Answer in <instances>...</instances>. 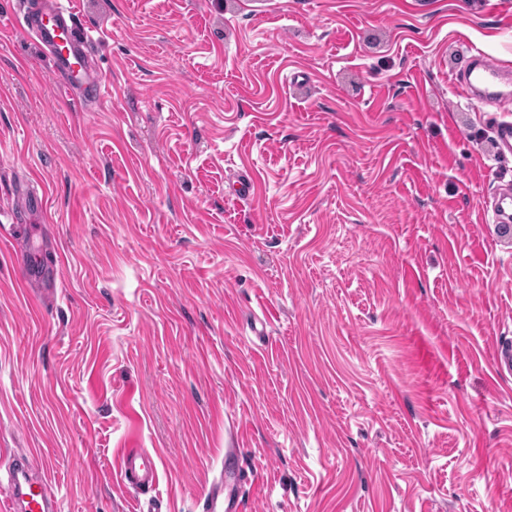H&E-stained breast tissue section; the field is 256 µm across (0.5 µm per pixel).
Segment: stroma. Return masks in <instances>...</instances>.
Wrapping results in <instances>:
<instances>
[{"mask_svg": "<svg viewBox=\"0 0 512 512\" xmlns=\"http://www.w3.org/2000/svg\"><path fill=\"white\" fill-rule=\"evenodd\" d=\"M70 3L92 104L0 0V505L20 451L130 512L141 448L200 512L234 432L245 512H512V157L450 82L512 68V0ZM26 286L35 295L49 294L57 278V259L55 256H34L26 262ZM120 478L125 487L135 490L155 486L158 482L156 458L138 448L125 449L120 466Z\"/></svg>", "mask_w": 512, "mask_h": 512, "instance_id": "stroma-1", "label": "stroma"}]
</instances>
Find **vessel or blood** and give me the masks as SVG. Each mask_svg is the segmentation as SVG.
Instances as JSON below:
<instances>
[{"label":"vessel or blood","mask_w":512,"mask_h":512,"mask_svg":"<svg viewBox=\"0 0 512 512\" xmlns=\"http://www.w3.org/2000/svg\"><path fill=\"white\" fill-rule=\"evenodd\" d=\"M22 26L33 35L50 59L52 69L64 90L81 88L86 99L104 97V81L89 66V42L78 27L75 12L62 0H45L42 11L25 17ZM503 64L494 56L479 51L473 54L460 73L452 78L456 94L486 104L501 106L512 100V90L499 86ZM26 286L36 295L50 292L57 278V260L34 256L26 262ZM10 491L7 512H58V497L48 473L35 472L23 453L11 456ZM120 478L125 487L141 490L156 485V458L148 452L128 448L123 452ZM201 512H240L236 501H225L223 477L213 478L199 499Z\"/></svg>","instance_id":"b4317fda"}]
</instances>
